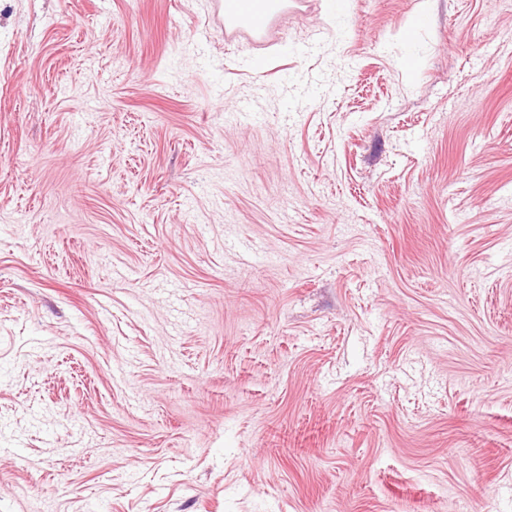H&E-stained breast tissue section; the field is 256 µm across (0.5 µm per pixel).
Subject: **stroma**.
Instances as JSON below:
<instances>
[{
	"label": "stroma",
	"mask_w": 512,
	"mask_h": 512,
	"mask_svg": "<svg viewBox=\"0 0 512 512\" xmlns=\"http://www.w3.org/2000/svg\"><path fill=\"white\" fill-rule=\"evenodd\" d=\"M0 512H512V0H0Z\"/></svg>",
	"instance_id": "stroma-1"
}]
</instances>
